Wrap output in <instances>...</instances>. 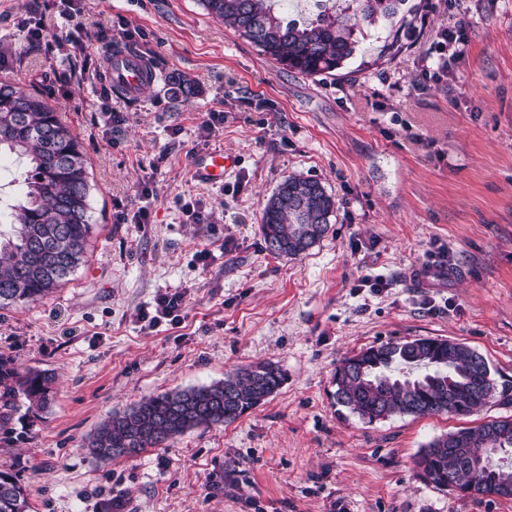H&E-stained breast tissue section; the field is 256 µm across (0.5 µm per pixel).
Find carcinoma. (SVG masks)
I'll use <instances>...</instances> for the list:
<instances>
[{
	"mask_svg": "<svg viewBox=\"0 0 512 512\" xmlns=\"http://www.w3.org/2000/svg\"><path fill=\"white\" fill-rule=\"evenodd\" d=\"M404 0H321L307 21L287 20L274 0H201L213 18L277 63L305 76L329 74L355 53L354 32L397 12ZM31 163L20 198L13 206L11 232L0 229V309L48 298L85 263L94 233L88 158L71 128L57 115L44 89H27L0 79V153ZM336 201L317 179L290 175L268 199L261 216L266 249L280 256L306 253L326 235ZM284 372L272 363L239 368L224 381L144 398L108 415L85 443L98 462L133 458L162 448L188 431L234 421L272 396ZM51 373L21 367L0 354V429L21 408L41 411L53 399ZM496 383L486 360L453 340L417 338L361 351L360 371L336 384V403L373 422L397 415L465 413L486 405ZM461 446L435 454L441 438L420 451V477L443 489L452 479L489 492L488 472L512 478V418L490 420L455 432ZM488 441L483 466L470 467L471 445ZM0 512H32L26 489L0 469Z\"/></svg>",
	"mask_w": 512,
	"mask_h": 512,
	"instance_id": "cac0c4a2",
	"label": "carcinoma"
}]
</instances>
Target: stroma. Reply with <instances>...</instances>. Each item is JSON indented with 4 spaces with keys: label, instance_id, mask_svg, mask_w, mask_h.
<instances>
[{
    "label": "stroma",
    "instance_id": "1",
    "mask_svg": "<svg viewBox=\"0 0 512 512\" xmlns=\"http://www.w3.org/2000/svg\"><path fill=\"white\" fill-rule=\"evenodd\" d=\"M67 7L0 0V79L49 88L91 162L86 263L50 298L0 309V353L55 376L50 407L14 418L26 440L0 432V467L34 512H512V498L439 489L416 467L434 438L512 418V0H406L315 77L261 54L200 0H82L75 44L60 27ZM27 16L52 47L29 41ZM460 21L462 55L429 76L439 32ZM393 28L400 51L378 60ZM116 47L156 70L141 97L106 80ZM177 76L194 95L176 92ZM211 112L224 122L206 132ZM214 149L236 158L220 188L191 169ZM27 171L0 156V220ZM292 174L336 200L328 233L294 259L266 250L259 229ZM143 206L147 223L119 222ZM166 292L184 293V321L145 328L139 312ZM420 337L479 352L500 396L467 415L372 423L336 405L344 358ZM261 362L285 381L238 420L134 458L86 454L108 414Z\"/></svg>",
    "mask_w": 512,
    "mask_h": 512
}]
</instances>
